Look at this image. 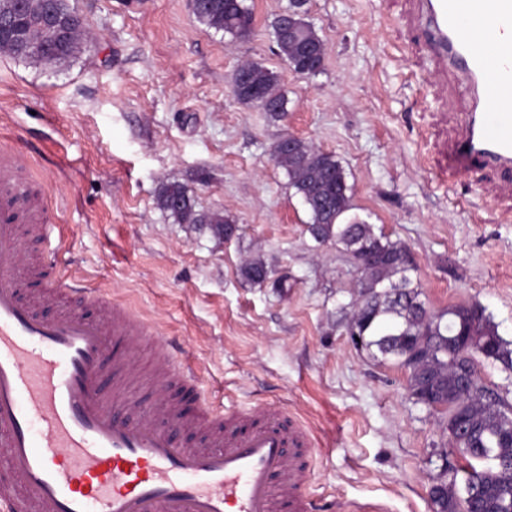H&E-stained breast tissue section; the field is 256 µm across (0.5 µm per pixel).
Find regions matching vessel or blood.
<instances>
[{"label":"vessel or blood","mask_w":512,"mask_h":512,"mask_svg":"<svg viewBox=\"0 0 512 512\" xmlns=\"http://www.w3.org/2000/svg\"><path fill=\"white\" fill-rule=\"evenodd\" d=\"M413 4L420 39L462 84L459 149L512 190V0ZM23 170L1 147L0 197L20 203L21 219H0V512H312L314 444L299 424L261 409L183 413L195 378L171 345L155 348L158 398L133 397L127 339L148 330L127 307L52 278L53 254L29 262L30 239L51 226ZM25 265L43 305L75 294L96 316L38 315L21 294Z\"/></svg>","instance_id":"vessel-or-blood-1"}]
</instances>
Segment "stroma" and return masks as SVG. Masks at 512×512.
<instances>
[{
  "mask_svg": "<svg viewBox=\"0 0 512 512\" xmlns=\"http://www.w3.org/2000/svg\"><path fill=\"white\" fill-rule=\"evenodd\" d=\"M71 2L92 35L74 62L0 52V147L24 157L48 201L62 278L136 311L154 340H176L215 410L278 408L308 428L316 512L343 499L435 512L432 482L463 489L442 468L446 418L409 397L403 368L352 342L355 268L313 239L272 159L287 134L334 154L355 213L410 251L426 305L480 304L512 341V223L498 219L512 198L456 149L464 103L413 40L408 0H308L327 45L313 76L277 53L273 21L289 0H246L245 40L205 28L190 0ZM245 61L278 74L286 117L234 98ZM175 181L235 236L159 209ZM252 258L287 287L244 280Z\"/></svg>",
  "mask_w": 512,
  "mask_h": 512,
  "instance_id": "35a3bbf8",
  "label": "stroma"
}]
</instances>
